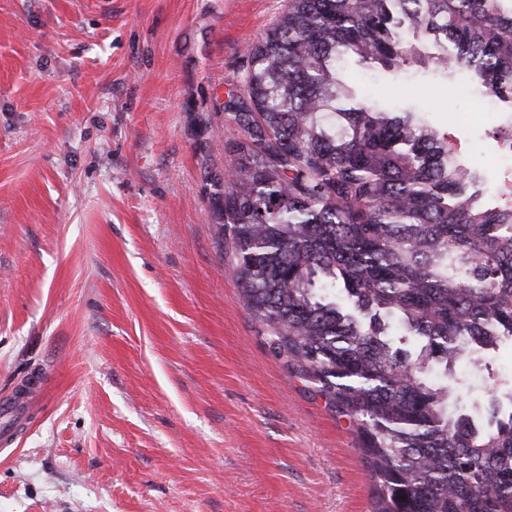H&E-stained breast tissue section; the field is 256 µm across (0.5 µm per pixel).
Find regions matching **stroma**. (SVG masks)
<instances>
[{
    "instance_id": "35a3bbf8",
    "label": "stroma",
    "mask_w": 512,
    "mask_h": 512,
    "mask_svg": "<svg viewBox=\"0 0 512 512\" xmlns=\"http://www.w3.org/2000/svg\"><path fill=\"white\" fill-rule=\"evenodd\" d=\"M285 0H0V401L39 376L0 512H368L347 418L289 374L217 243L206 178L237 132L214 104ZM366 93L450 132L486 190L474 90L412 67ZM462 365L483 401L512 346Z\"/></svg>"
}]
</instances>
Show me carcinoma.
Segmentation results:
<instances>
[{"label": "carcinoma", "instance_id": "cac0c4a2", "mask_svg": "<svg viewBox=\"0 0 512 512\" xmlns=\"http://www.w3.org/2000/svg\"><path fill=\"white\" fill-rule=\"evenodd\" d=\"M246 54L209 202L269 348L352 424L369 512H512V385L482 418L456 371L512 345V206L343 66L512 104V0H288Z\"/></svg>", "mask_w": 512, "mask_h": 512}]
</instances>
